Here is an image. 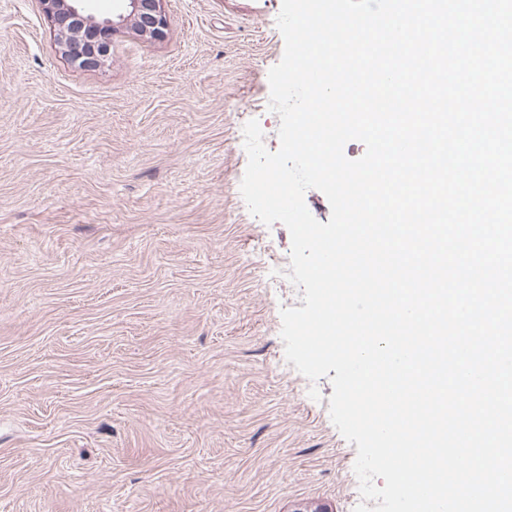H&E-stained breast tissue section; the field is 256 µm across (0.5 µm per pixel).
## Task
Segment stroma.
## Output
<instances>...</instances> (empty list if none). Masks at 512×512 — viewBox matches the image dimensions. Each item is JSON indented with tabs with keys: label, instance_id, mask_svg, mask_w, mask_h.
<instances>
[{
	"label": "stroma",
	"instance_id": "1",
	"mask_svg": "<svg viewBox=\"0 0 512 512\" xmlns=\"http://www.w3.org/2000/svg\"><path fill=\"white\" fill-rule=\"evenodd\" d=\"M281 4L167 0L88 71L0 0V512H354L331 380L285 357L290 232L240 192Z\"/></svg>",
	"mask_w": 512,
	"mask_h": 512
}]
</instances>
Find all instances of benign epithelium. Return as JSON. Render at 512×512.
Instances as JSON below:
<instances>
[{"mask_svg":"<svg viewBox=\"0 0 512 512\" xmlns=\"http://www.w3.org/2000/svg\"><path fill=\"white\" fill-rule=\"evenodd\" d=\"M41 2L62 55L88 70L105 65L112 37L123 31L147 41H161L168 32L165 0H124L122 10L107 17L85 13L83 0Z\"/></svg>","mask_w":512,"mask_h":512,"instance_id":"obj_1","label":"benign epithelium"}]
</instances>
